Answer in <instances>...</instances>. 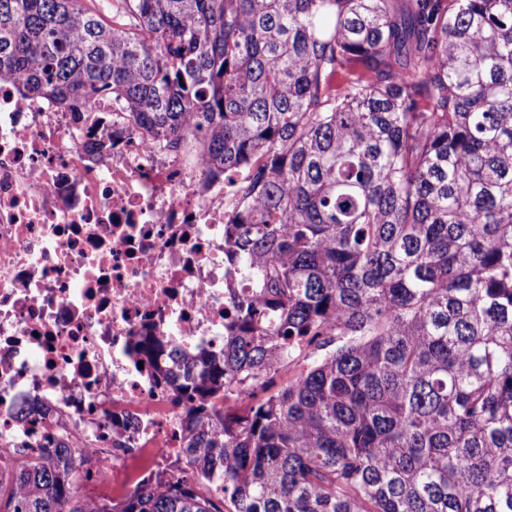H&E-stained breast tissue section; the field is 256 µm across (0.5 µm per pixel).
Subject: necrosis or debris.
I'll return each mask as SVG.
<instances>
[{
    "label": "necrosis or debris",
    "mask_w": 512,
    "mask_h": 512,
    "mask_svg": "<svg viewBox=\"0 0 512 512\" xmlns=\"http://www.w3.org/2000/svg\"><path fill=\"white\" fill-rule=\"evenodd\" d=\"M78 114L0 87V465L43 443L42 417L121 496L183 455V417L141 345L220 353L254 294L229 261L233 183L162 150L108 98ZM111 139L104 153L95 137Z\"/></svg>",
    "instance_id": "1"
}]
</instances>
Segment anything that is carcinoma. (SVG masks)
Returning <instances> with one entry per match:
<instances>
[{
    "label": "carcinoma",
    "mask_w": 512,
    "mask_h": 512,
    "mask_svg": "<svg viewBox=\"0 0 512 512\" xmlns=\"http://www.w3.org/2000/svg\"><path fill=\"white\" fill-rule=\"evenodd\" d=\"M111 9L0 0V86L248 170L256 296L220 355L143 344L186 410L170 471L80 496L48 426L0 512H512V0Z\"/></svg>",
    "instance_id": "cac0c4a2"
}]
</instances>
